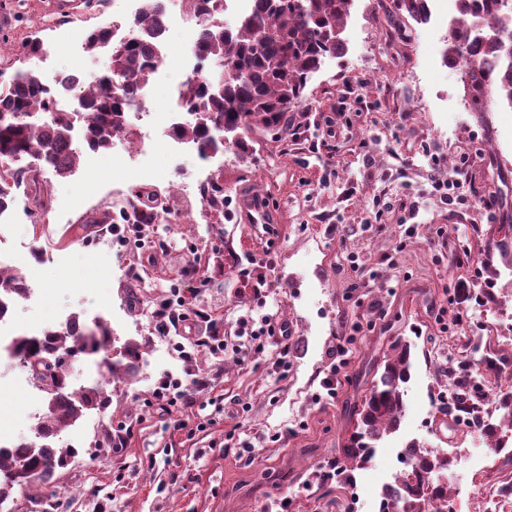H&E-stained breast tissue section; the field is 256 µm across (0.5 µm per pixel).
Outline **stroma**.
<instances>
[{
	"label": "stroma",
	"mask_w": 512,
	"mask_h": 512,
	"mask_svg": "<svg viewBox=\"0 0 512 512\" xmlns=\"http://www.w3.org/2000/svg\"><path fill=\"white\" fill-rule=\"evenodd\" d=\"M140 0H0V72L24 62L23 43L43 82L66 72L100 76L105 53L86 50L83 29L133 18ZM455 17L421 24L379 0H354L346 51L314 73L303 103L279 136L254 130L246 159L227 149L209 157L175 143L166 120L196 73L185 54L193 34L172 27L164 64L142 99L146 121L128 116L133 139L83 151L71 173L29 179L0 215L8 247L0 263L25 274L36 295L18 299L16 334L56 327L69 315L103 321L120 341L143 343L137 375L111 384L106 412L77 423V455L49 490L15 488L10 512H380L381 489L402 469L411 440L457 454L442 477L448 512H512V438L493 453L465 426L437 412L448 371L466 347L492 346L512 370V261L485 243L512 225V107L472 100L462 72L444 61ZM452 178L490 208H448L430 176ZM153 187L163 211L151 250L120 252L114 227L87 218L126 206L136 186ZM253 193L279 208L259 249L238 210H203L204 188ZM43 208H36V201ZM494 292L449 326L457 282ZM179 289L194 316L160 334L153 314ZM288 325V344L251 347L245 320ZM220 333L229 350L186 362L175 345ZM412 343L414 367L400 429L378 442L348 487L323 480L354 426L376 368L396 339ZM348 349L334 397L322 382L336 343ZM209 384L181 408L183 429L152 398L163 376ZM47 395L20 363L0 373V430L33 435L31 414Z\"/></svg>",
	"instance_id": "1"
}]
</instances>
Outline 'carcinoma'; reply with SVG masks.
<instances>
[{"mask_svg": "<svg viewBox=\"0 0 512 512\" xmlns=\"http://www.w3.org/2000/svg\"><path fill=\"white\" fill-rule=\"evenodd\" d=\"M212 2L190 0L200 18L195 51L200 61L219 63L221 72L215 77L202 69L199 78L187 82L181 91L187 110L210 113L211 125L202 126L194 119L175 126L173 133L202 155L228 144L244 159L250 156L252 124L268 129L284 125L288 113L304 101L313 73L326 58L344 53L342 33L354 0H256V7L234 29L212 21ZM457 6L459 17L449 34V59L463 61L473 100L493 93L512 107V0H457ZM396 7L415 20L425 16L424 0H397ZM135 25L139 33L124 41L112 39L106 25L84 36L89 51H104L109 58L106 71L81 97L87 115L83 139L95 152L111 148L117 136H132L125 114L131 105L141 103L158 64L154 46L162 34L159 0H142ZM218 81L223 84L221 92L214 90ZM221 122L236 125L238 138L228 143L220 140L214 125ZM72 132L70 112L62 105L60 93L45 85L35 68L19 69L0 82V214L14 202L16 175L6 164L24 156L37 157L65 176L79 157ZM153 197L145 188L135 194V200L144 205L146 222L157 220ZM27 290L22 274L0 271V316ZM14 348L25 367L35 361L46 363V379L53 393L35 439L0 449V504L10 499L15 487L47 485L56 470L68 465L77 449L56 448L52 438L87 411L106 405V385L135 375L142 345L125 342L120 358L114 360L109 357L111 327L104 322L84 327L75 316L67 328L16 337ZM80 353L102 355L97 363L100 382L74 389L68 382L69 364ZM412 368L411 344L394 342L361 402L354 430L337 449L336 465L346 478L368 463L366 449L399 428ZM448 377L454 397L438 407V413L442 422L455 423L461 410L476 404L472 366L451 371ZM508 428L512 429V421L487 424L483 437L488 446L506 447L504 430ZM403 453L409 457L410 468L383 487L387 512H436L434 504L448 500V487L433 481L432 475L456 464L457 457L415 441Z\"/></svg>", "mask_w": 512, "mask_h": 512, "instance_id": "1", "label": "carcinoma"}]
</instances>
